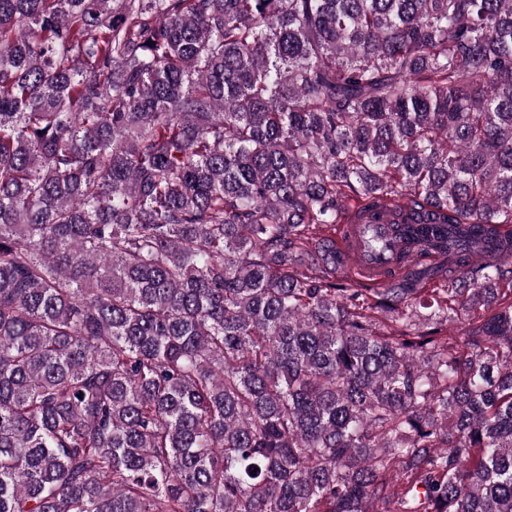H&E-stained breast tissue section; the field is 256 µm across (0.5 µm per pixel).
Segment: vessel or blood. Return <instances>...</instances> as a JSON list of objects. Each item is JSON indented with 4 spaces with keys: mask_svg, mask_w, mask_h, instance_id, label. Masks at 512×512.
Instances as JSON below:
<instances>
[{
    "mask_svg": "<svg viewBox=\"0 0 512 512\" xmlns=\"http://www.w3.org/2000/svg\"><path fill=\"white\" fill-rule=\"evenodd\" d=\"M392 220L391 209L380 208L341 225L336 239L338 269L359 275L363 282L385 286L421 260L419 250L407 247L403 239L395 235ZM370 233L391 239V250L377 254L370 252L366 247V236Z\"/></svg>",
    "mask_w": 512,
    "mask_h": 512,
    "instance_id": "1",
    "label": "vessel or blood"
}]
</instances>
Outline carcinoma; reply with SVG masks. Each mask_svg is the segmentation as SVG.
<instances>
[{"instance_id":"cac0c4a2","label":"carcinoma","mask_w":512,"mask_h":512,"mask_svg":"<svg viewBox=\"0 0 512 512\" xmlns=\"http://www.w3.org/2000/svg\"><path fill=\"white\" fill-rule=\"evenodd\" d=\"M504 224L512 0H0V512H512ZM348 217L341 225L336 238V266L348 279L358 280L346 273L359 275L363 282L387 286L398 275L405 273L418 260L432 259L438 255L421 254L408 248L403 239L392 230L390 222L395 220L392 207L366 213L362 218ZM372 232L378 237L390 238L392 249L384 253L370 252L366 247V235ZM401 256V259H399ZM360 281V280H358Z\"/></svg>"}]
</instances>
